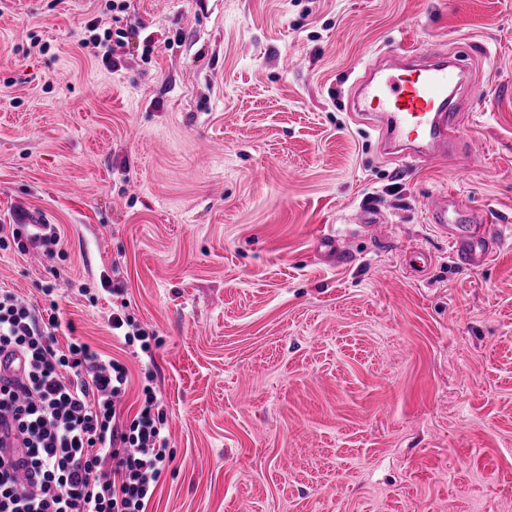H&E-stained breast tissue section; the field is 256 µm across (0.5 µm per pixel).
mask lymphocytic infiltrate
<instances>
[{"mask_svg":"<svg viewBox=\"0 0 512 512\" xmlns=\"http://www.w3.org/2000/svg\"><path fill=\"white\" fill-rule=\"evenodd\" d=\"M129 10V0H112L111 27L90 19L78 50L118 69ZM60 243L54 224L0 225L1 251L33 244L51 258ZM43 293L45 309L0 289V355L23 358L22 380L0 377V512H146L173 460L162 402L144 385L137 413L123 422L127 365L75 337L59 349L54 285Z\"/></svg>","mask_w":512,"mask_h":512,"instance_id":"lymphocytic-infiltrate-1","label":"lymphocytic infiltrate"}]
</instances>
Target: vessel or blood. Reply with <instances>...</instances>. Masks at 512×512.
<instances>
[{
    "label": "vessel or blood",
    "instance_id": "vessel-or-blood-1",
    "mask_svg": "<svg viewBox=\"0 0 512 512\" xmlns=\"http://www.w3.org/2000/svg\"><path fill=\"white\" fill-rule=\"evenodd\" d=\"M396 70L389 76H368L354 87L352 105L371 117L380 142L412 146L416 156L444 159L464 131L456 98L468 69L459 58L429 43L422 49L398 51ZM432 227L448 238L453 257L465 266L488 265L495 248L476 230L475 211L460 197L439 194L427 201Z\"/></svg>",
    "mask_w": 512,
    "mask_h": 512
}]
</instances>
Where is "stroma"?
<instances>
[{
  "label": "stroma",
  "instance_id": "35a3bbf8",
  "mask_svg": "<svg viewBox=\"0 0 512 512\" xmlns=\"http://www.w3.org/2000/svg\"><path fill=\"white\" fill-rule=\"evenodd\" d=\"M104 3L0 0V225H59L65 252L0 251V287L42 307L55 283L128 365L129 414L103 275L154 331L174 460L147 512H512V0H131L113 71L76 47ZM430 41L469 54L466 131L400 168L350 91ZM444 191L497 229L485 268L431 228Z\"/></svg>",
  "mask_w": 512,
  "mask_h": 512
}]
</instances>
